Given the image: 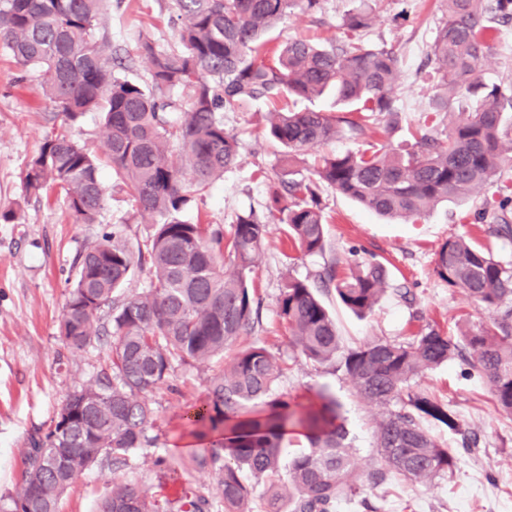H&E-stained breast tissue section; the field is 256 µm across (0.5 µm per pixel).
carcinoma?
Masks as SVG:
<instances>
[{
  "label": "carcinoma",
  "instance_id": "obj_1",
  "mask_svg": "<svg viewBox=\"0 0 512 512\" xmlns=\"http://www.w3.org/2000/svg\"><path fill=\"white\" fill-rule=\"evenodd\" d=\"M320 0H175L177 42L161 48L142 36L138 50L149 63V81L115 75L106 0H0V50L24 72L41 73L46 94L62 115L22 172L29 197L64 193L77 224H97L107 206L97 155L75 140L71 125L88 112L101 114L103 154L122 179L132 207L154 218V231L132 250L114 231L78 257L59 324L62 343L82 350L104 338L108 353L88 384L69 392L60 411L83 407L74 423L80 467L101 455L116 466L153 446L148 435L155 410L148 395L167 384L178 366L210 365L204 398L186 407L189 434L221 432L191 456L211 482L187 488L175 501L139 482L113 479L97 512H252L245 475L264 478L272 495L264 512H332L358 495L362 474L339 422L335 400L318 391L302 403L275 392L280 358L266 345L240 339L254 329L259 300L249 286L269 225L254 214L237 217L229 235L210 224L181 219L193 198L234 166L239 140L224 128V113L258 99H303L332 92L357 113L352 119L315 110L268 113V135L283 148L271 208L305 256L325 248L326 219L319 191L329 186L390 219H415L441 202L480 193L512 160V88L485 87L477 77L489 46L488 19L512 15V0H445V19L430 57L442 94L432 122L448 112V137L424 133L400 153L384 144L371 153L326 154L311 177L295 179L308 147L379 117L394 124L399 57L394 48H368L362 32L372 17L365 4L345 16L343 35L328 45L296 38L271 52L264 35L294 7L314 9ZM478 96L471 112L448 106ZM493 235L512 236V189L504 187ZM147 269L140 291L119 295L134 267ZM436 272L489 309L490 324L469 326L460 339L433 327L406 343L372 340L343 348L336 322L319 293L334 291L357 315L371 312L387 290L384 266L356 264L339 278L326 267L314 281L288 278L277 312L295 354L307 361H336L363 403L385 408L374 429L382 468L423 485L457 466V457L423 425L428 420L461 431L447 406L412 389L426 372L467 352L488 379L499 409L512 415V268L494 260L464 236L446 240ZM397 408L392 409L390 405ZM307 446L279 472L288 436ZM49 437L31 439L25 473L0 497V512H60L65 492L81 470L54 464Z\"/></svg>",
  "mask_w": 512,
  "mask_h": 512
}]
</instances>
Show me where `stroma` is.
I'll return each mask as SVG.
<instances>
[{"label": "stroma", "instance_id": "35a3bbf8", "mask_svg": "<svg viewBox=\"0 0 512 512\" xmlns=\"http://www.w3.org/2000/svg\"><path fill=\"white\" fill-rule=\"evenodd\" d=\"M355 4L356 0H320L316 11L294 9L269 32L268 44L278 46L301 37L324 44L335 40L345 14ZM369 6L372 23L363 35L366 45L395 48L401 60L398 123L389 132L374 124L357 131L343 129L335 140L309 148V157L355 152L375 141L396 150L408 148L433 114L440 89L429 51L442 25L440 0H369ZM174 11L173 0H112L108 24L116 75L148 80L138 39L146 34L161 47L172 45ZM487 40L490 51L480 65L481 81L512 86V18H494ZM271 108L270 102L261 99L225 113L224 126L240 143L238 163L191 203L185 217L194 224L227 228L238 215L252 211L268 222L269 235L251 275L262 300L252 338L282 359L278 391L304 402L322 390L339 406L355 464L366 479L361 493L354 500L337 503L335 512H512V417L499 412L487 378L476 368L454 358L418 382L424 394L447 405L464 424L462 436L438 424L431 427L459 459L453 474L429 486L402 479L377 484L371 478L380 467L373 429L381 408L360 402L349 378L335 364L296 358L276 306L288 278L312 280L330 265L343 274L355 262L372 257L386 268L389 288L369 315L357 317L335 293L322 296L345 346L377 339L403 343L430 326L453 336L459 326L492 322L495 310L448 287L435 271V260L446 239L465 235L488 249L496 261L512 267V237L489 234L494 214L486 209L500 186L512 187V162L480 194L439 204L409 221L381 218L352 199L322 188L326 247L322 254L305 256L291 248L285 225L274 223L267 209L279 155L278 146L266 135ZM60 121L37 73H20L0 51V211L10 209L16 214L13 223L0 222V496L13 491L31 437L48 429L65 395L91 379L106 351L102 344L72 350L58 335L67 280L75 275L79 253L115 225L132 247L153 230L151 218L133 210L107 164L101 167L109 195L102 223H75L58 191L37 199L26 197L21 173ZM404 288L410 290V297L401 296ZM209 376L204 366L176 368L172 386L150 396L157 412L150 432L153 447L119 470L110 459L99 458L69 489L61 512H95L118 476L137 480L169 498L201 481V473L189 463L194 442L182 435L181 415L187 405L204 396Z\"/></svg>", "mask_w": 512, "mask_h": 512}]
</instances>
